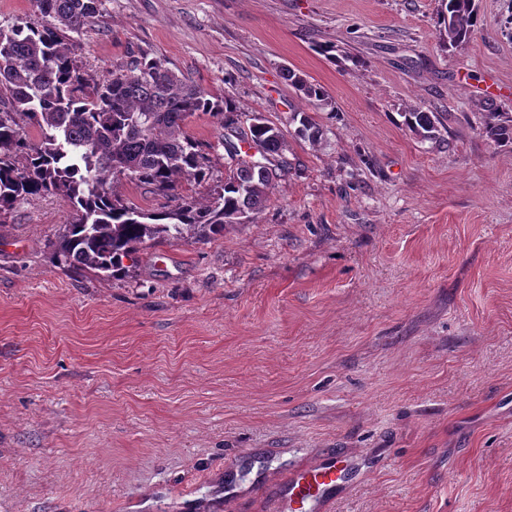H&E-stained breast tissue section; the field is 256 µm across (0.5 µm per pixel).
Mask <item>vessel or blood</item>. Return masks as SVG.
Wrapping results in <instances>:
<instances>
[{"label":"vessel or blood","mask_w":512,"mask_h":512,"mask_svg":"<svg viewBox=\"0 0 512 512\" xmlns=\"http://www.w3.org/2000/svg\"><path fill=\"white\" fill-rule=\"evenodd\" d=\"M346 467L328 459L290 473L277 497L278 512H305L307 506L327 497L338 485Z\"/></svg>","instance_id":"1"}]
</instances>
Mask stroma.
Here are the masks:
<instances>
[{
  "label": "stroma",
  "instance_id": "obj_1",
  "mask_svg": "<svg viewBox=\"0 0 512 512\" xmlns=\"http://www.w3.org/2000/svg\"><path fill=\"white\" fill-rule=\"evenodd\" d=\"M478 3L450 50L438 0H101L87 74L159 58L266 116L291 169L253 222L148 243L118 279L53 263L63 197L0 217V512H270L335 456L313 512H512V147L480 130L512 107V0ZM186 129L211 168L182 191L206 197L224 130ZM284 75L288 82H290L309 103L315 106L327 105L328 94L321 85L303 79L291 69H286ZM402 124L424 140H436L440 136V120L434 112H423L410 107L401 112ZM328 459L320 464L304 466L290 473L277 497L279 512H306V507L327 497L342 480L347 465Z\"/></svg>",
  "mask_w": 512,
  "mask_h": 512
}]
</instances>
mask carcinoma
I'll return each instance as SVG.
<instances>
[{
  "instance_id": "obj_1",
  "label": "carcinoma",
  "mask_w": 512,
  "mask_h": 512,
  "mask_svg": "<svg viewBox=\"0 0 512 512\" xmlns=\"http://www.w3.org/2000/svg\"><path fill=\"white\" fill-rule=\"evenodd\" d=\"M37 18L0 25V216L32 196L58 195L70 215L51 242L59 265L89 268L107 278L126 274L123 259L159 240L224 237L232 224H247L270 200L285 175L283 131L260 113L249 124L223 102L147 54L133 55L94 82L75 58L74 36L99 16L101 0H34ZM440 39L458 48L478 29L476 0H441ZM285 78L318 106L328 94L294 71ZM206 112L224 126L229 158L224 184L206 199L178 193L180 182L206 180L209 158L186 130ZM402 124L424 140L440 136L434 112L410 107ZM483 136L512 146V107L492 99L481 113ZM295 135L311 143L320 128L301 113ZM129 181L174 204L145 211L115 191Z\"/></svg>"
}]
</instances>
